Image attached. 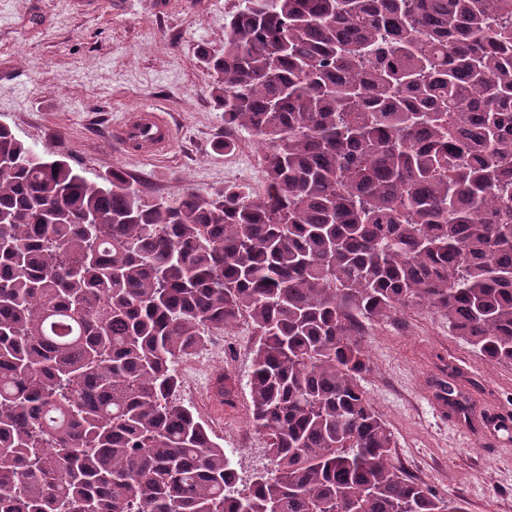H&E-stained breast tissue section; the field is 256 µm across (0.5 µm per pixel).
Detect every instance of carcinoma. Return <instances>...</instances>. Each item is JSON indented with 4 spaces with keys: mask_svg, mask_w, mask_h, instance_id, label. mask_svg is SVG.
<instances>
[{
    "mask_svg": "<svg viewBox=\"0 0 512 512\" xmlns=\"http://www.w3.org/2000/svg\"><path fill=\"white\" fill-rule=\"evenodd\" d=\"M198 59L261 190L149 198L0 125V512H463L395 464L364 323L512 362V0H241ZM242 320L241 487L176 363Z\"/></svg>",
    "mask_w": 512,
    "mask_h": 512,
    "instance_id": "1",
    "label": "carcinoma"
}]
</instances>
